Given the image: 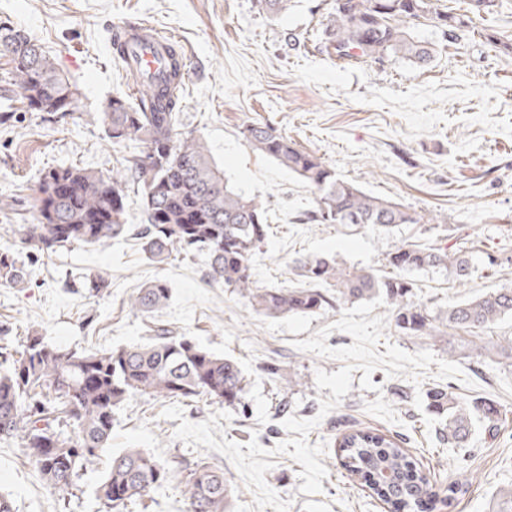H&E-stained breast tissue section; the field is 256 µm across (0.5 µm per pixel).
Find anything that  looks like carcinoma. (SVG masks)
<instances>
[{"mask_svg":"<svg viewBox=\"0 0 512 512\" xmlns=\"http://www.w3.org/2000/svg\"><path fill=\"white\" fill-rule=\"evenodd\" d=\"M262 12L276 16L290 0H256ZM439 0H336L327 40L340 59H407L418 67L434 60L436 44L414 37L419 19L432 21L445 40L471 28L472 19L438 7ZM167 79L144 88L137 101L114 97L105 113L108 137L115 144L140 147L128 160L127 178L107 180L78 167L46 171L36 198L37 223L22 227L21 242L30 252L52 257L75 244L105 245L124 236L127 182L141 194L145 222L139 225L143 252L157 264L172 254H202L208 279L249 298L252 309L268 317L314 314L343 303L384 297L394 310L396 328L410 336H431L434 322L450 331L475 334L512 316V287L493 288L465 300L450 301L437 317L411 300L414 271L445 269L457 279L470 274L462 252L438 246L403 244L388 258L392 272L349 270L329 256L297 260L308 286L258 288L251 259L267 235L266 210L256 198L234 190L210 160L201 139L176 131L183 84L180 54L167 48ZM12 85L28 108L50 116L73 110L77 89L39 50L10 58ZM249 145L297 174L318 192L308 220L319 224H359L389 231L419 224L416 212L370 195L301 150L266 124L246 126ZM23 268L8 252L0 253V284L24 282ZM171 288L155 281L140 289L132 309L150 313L166 304ZM149 344L118 349L74 351L45 341L38 332L0 362V440L20 439L29 461L44 482L55 488L76 486L81 472L110 448L112 416L132 396L197 402L203 398L227 407L241 404L246 378L233 359L212 353L188 339L155 330ZM448 355L459 358H512V341L476 343L448 336ZM429 406L443 416V439L450 448L467 447L476 413L487 415L489 401H469L450 391L427 392ZM339 449L346 470L368 485L390 512H420L432 503L428 475L400 441L357 429L343 435ZM175 481L182 486L187 512H230L234 488L224 472L205 460L181 467L128 448L110 456L95 489L106 512H130L150 490Z\"/></svg>","mask_w":512,"mask_h":512,"instance_id":"obj_1","label":"carcinoma"}]
</instances>
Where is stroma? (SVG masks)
Segmentation results:
<instances>
[{
    "label": "stroma",
    "mask_w": 512,
    "mask_h": 512,
    "mask_svg": "<svg viewBox=\"0 0 512 512\" xmlns=\"http://www.w3.org/2000/svg\"><path fill=\"white\" fill-rule=\"evenodd\" d=\"M442 10L472 14L469 0H440ZM336 0H292L276 18L259 13L255 0H0V24L36 39L59 72L76 86L72 112L56 117L27 108L21 98L0 99V252L18 256L23 284L0 285V341L17 348L29 331L67 348L116 349L147 343L149 329L165 326L219 355L234 358L247 379L245 409L232 410L226 439H258L267 449L288 437L287 417L317 415L330 389H317V370L333 373L339 360L299 350L298 342L340 319L341 308L279 318L256 313L240 294L208 282L201 258L176 257L159 266L141 249L135 227L143 221L136 189H129L126 221L133 229L107 245H77L52 259H31L20 227L35 221L36 189L43 173L77 166L111 176L135 152L133 143L106 136L104 114L112 97L137 98L123 65L112 56L115 26L144 20L173 34L187 57L179 132L201 137L226 179L261 201L268 234L253 258L262 288L306 286L297 260L333 255L350 268L384 270L389 253L404 243L429 242L463 250L471 274L457 280L445 271L413 272V301L438 314L449 300H464L512 285V54L486 37L512 43V0H495L489 13L472 14L475 29L441 43L432 22L421 20L415 36L439 43L434 61L419 68L403 59L350 64L325 43ZM260 123L315 154L336 174L366 193L429 216L426 224H402L382 232L360 225L317 224L309 214L317 192L272 158L253 150L242 135ZM103 275L107 288L89 296L83 278ZM162 280L169 301L152 315L130 302L147 283ZM448 357V329L406 336L394 326L387 344ZM462 378H438L430 365L420 385L375 370L374 390L352 387L340 405L313 429L309 444L326 443L328 470L321 493H300L302 467L274 458L268 486L290 512H388L372 491L341 465L344 433L371 428L402 439L428 473L438 496L435 512H489L500 487L512 485V359L460 360ZM299 379L300 387L285 382ZM452 388L468 400L490 398L501 414L476 419L472 442L451 448L439 440L443 420L417 410L416 389ZM384 397L398 420L368 413ZM164 401L135 396L116 410L112 448L142 449L160 460L187 464L203 459L223 469L236 489L232 512L258 510L234 464L206 447L174 437L176 421L162 418ZM106 460L88 465L77 490L47 485L17 440L0 441V493L15 512H105L95 489ZM458 493L444 501L449 485Z\"/></svg>",
    "instance_id": "35a3bbf8"
}]
</instances>
